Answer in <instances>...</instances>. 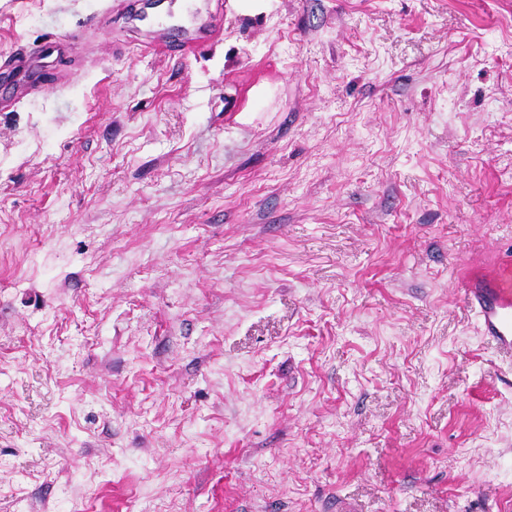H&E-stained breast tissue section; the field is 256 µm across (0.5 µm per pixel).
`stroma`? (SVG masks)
<instances>
[{"label": "stroma", "instance_id": "35a3bbf8", "mask_svg": "<svg viewBox=\"0 0 512 512\" xmlns=\"http://www.w3.org/2000/svg\"><path fill=\"white\" fill-rule=\"evenodd\" d=\"M166 2L0 112V512H512V0ZM461 290L479 317L483 335L512 361V266L474 270Z\"/></svg>", "mask_w": 512, "mask_h": 512}]
</instances>
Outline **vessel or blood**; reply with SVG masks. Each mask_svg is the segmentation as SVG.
I'll use <instances>...</instances> for the list:
<instances>
[{"instance_id":"b4317fda","label":"vessel or blood","mask_w":512,"mask_h":512,"mask_svg":"<svg viewBox=\"0 0 512 512\" xmlns=\"http://www.w3.org/2000/svg\"><path fill=\"white\" fill-rule=\"evenodd\" d=\"M112 13V0H100L83 25L61 34L57 39L33 46H19L0 56V74L13 79L21 93L33 96L40 92L42 81L37 64L42 57L79 41L86 30L105 26ZM465 299L479 317L484 336L497 350L512 358V266L470 272L461 283Z\"/></svg>"}]
</instances>
